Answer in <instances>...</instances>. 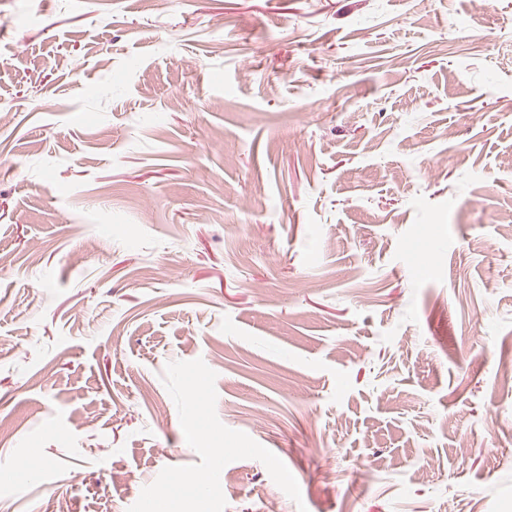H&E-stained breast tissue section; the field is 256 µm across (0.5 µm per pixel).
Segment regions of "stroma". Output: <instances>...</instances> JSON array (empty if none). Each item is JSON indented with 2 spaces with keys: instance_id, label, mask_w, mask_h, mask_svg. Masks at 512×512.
Wrapping results in <instances>:
<instances>
[{
  "instance_id": "35a3bbf8",
  "label": "stroma",
  "mask_w": 512,
  "mask_h": 512,
  "mask_svg": "<svg viewBox=\"0 0 512 512\" xmlns=\"http://www.w3.org/2000/svg\"><path fill=\"white\" fill-rule=\"evenodd\" d=\"M0 57V512H512V0H0Z\"/></svg>"
}]
</instances>
